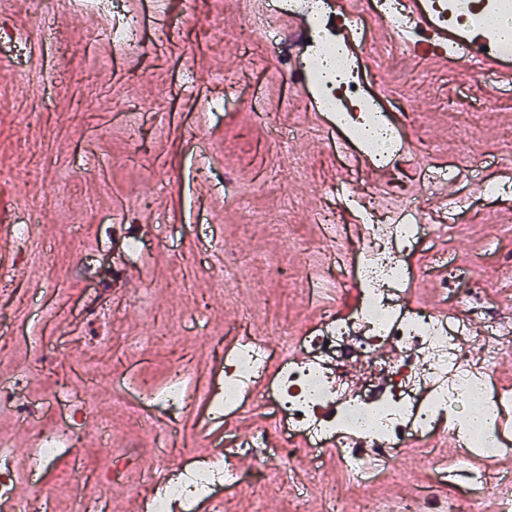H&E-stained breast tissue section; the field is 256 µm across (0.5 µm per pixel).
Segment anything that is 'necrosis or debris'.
Wrapping results in <instances>:
<instances>
[{"mask_svg":"<svg viewBox=\"0 0 512 512\" xmlns=\"http://www.w3.org/2000/svg\"><path fill=\"white\" fill-rule=\"evenodd\" d=\"M370 12L388 23L377 44L386 50L406 24L400 0H371L367 12H335L326 0H288L287 9L288 15L314 19L304 35L307 57L298 67L302 75L321 78L323 110L335 113V127L347 143L389 168L405 147L403 136L382 100L368 92L339 36L344 25L364 26ZM419 198L416 189L359 198L368 236L356 243L345 233L340 213L330 208L315 213L332 244L331 263L322 266L309 255L304 269L315 287L335 288V303L323 306L315 326L303 335L280 330L278 351L270 350L261 333L237 338L224 353L223 381L205 393L215 417L233 415L256 400L271 415L279 446L239 440V454L261 458L274 470L302 454L313 475L329 458L352 485L366 487L375 481L379 463L405 449L437 446L446 431L444 420L468 405L498 419L512 407V390L492 376L512 349V321L484 308L494 333L475 335L463 316L408 299L415 277L407 256L445 232L424 222ZM468 344L482 350L476 361L464 351ZM187 381L185 368L174 365L147 404H128L130 417L150 432L156 429L155 416L175 420L187 407ZM449 431L462 451L441 460L437 474L444 478L456 472L464 479L460 498L450 499L445 512H459L461 500L477 498L488 499L492 512H512V479L490 465L503 449L501 439L486 442L458 422ZM476 456L486 461L478 470L470 465ZM154 477L160 490L149 499L148 512H192L196 501H218L222 491L255 479L221 454L176 478L157 462Z\"/></svg>","mask_w":512,"mask_h":512,"instance_id":"necrosis-or-debris-1","label":"necrosis or debris"}]
</instances>
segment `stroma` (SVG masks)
I'll list each match as a JSON object with an SVG mask.
<instances>
[{
  "label": "stroma",
  "instance_id": "obj_1",
  "mask_svg": "<svg viewBox=\"0 0 512 512\" xmlns=\"http://www.w3.org/2000/svg\"><path fill=\"white\" fill-rule=\"evenodd\" d=\"M244 8L243 0H181L164 12L155 0H108L96 11L43 0L36 16L30 0H12L0 9V170L7 172L0 177V439L8 446L13 500L32 494L24 474L34 436L60 426L53 397L63 390L69 423L82 436L42 470L41 493L52 512H73L83 500L107 503L110 512H142L152 466L166 453L122 404L161 384L178 354L190 359L189 406L176 426L188 454L223 447L225 431L246 438L271 424L255 405L226 421L206 413L204 391L220 375L213 347L259 307L256 295L218 286L220 257H278L280 242L252 229L271 215L325 257L329 246L313 214L330 202L342 141L317 105L289 108L301 88L264 47L277 31L275 16L252 15L254 33L244 43L237 36ZM123 11L138 22L140 47L131 52L115 50L103 35ZM19 14L30 41L9 35ZM386 64L400 77L395 98L416 114L407 135L424 143L430 159L424 217L439 204L434 181L448 180L452 206L442 211L448 232L438 249L468 271L460 291L479 289L493 304L507 303L512 280L489 268L512 259V177L499 179L491 224L474 189L512 137V88L473 98L472 73L421 49L409 64L403 49L393 48ZM108 98L113 110L97 108ZM217 98L224 108L215 112ZM32 110L38 119L24 124ZM267 112L297 125V134L274 139L257 119ZM463 126L472 153L467 171L454 175V133ZM246 214L251 224H242ZM133 238L141 242L136 253L127 249ZM290 264L294 274L286 280L251 264L239 276L265 282L279 302L278 318L300 332L331 296L303 285L302 256ZM161 322L171 325L172 341L156 339ZM104 432L112 438L108 455L99 446ZM459 450L447 435L429 452L407 453L361 492L325 465L299 504L270 478L225 491L215 512H323L331 486L346 512H363L369 500L401 503L421 487L428 490L422 512H438L454 489L435 482V462ZM166 457L169 468L181 462ZM115 470L122 479L102 485Z\"/></svg>",
  "mask_w": 512,
  "mask_h": 512
}]
</instances>
